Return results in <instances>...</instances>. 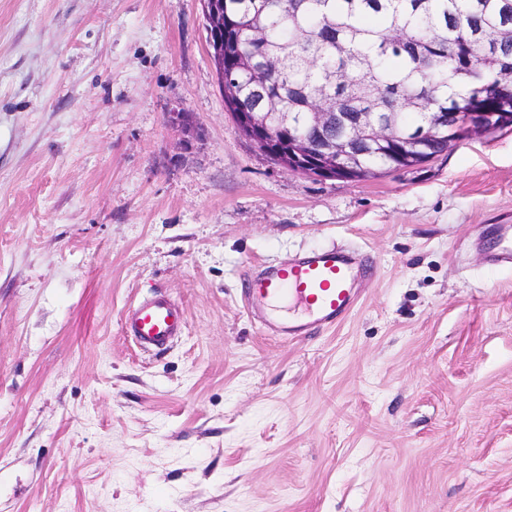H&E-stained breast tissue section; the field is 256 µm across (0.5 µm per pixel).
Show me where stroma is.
I'll return each mask as SVG.
<instances>
[{"label": "stroma", "instance_id": "35a3bbf8", "mask_svg": "<svg viewBox=\"0 0 512 512\" xmlns=\"http://www.w3.org/2000/svg\"><path fill=\"white\" fill-rule=\"evenodd\" d=\"M503 224L510 129L315 179L236 131L201 0H0V512H512ZM332 247L353 312L264 333L245 275ZM187 325L185 310L162 293L144 295L121 314L122 333L149 350H164L184 334Z\"/></svg>", "mask_w": 512, "mask_h": 512}]
</instances>
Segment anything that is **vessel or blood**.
I'll return each mask as SVG.
<instances>
[{
  "label": "vessel or blood",
  "mask_w": 512,
  "mask_h": 512,
  "mask_svg": "<svg viewBox=\"0 0 512 512\" xmlns=\"http://www.w3.org/2000/svg\"><path fill=\"white\" fill-rule=\"evenodd\" d=\"M374 276L371 264L334 247L267 267L246 277L243 286L249 312L259 315L269 330L296 340L313 329L333 327L344 320L354 306L359 282ZM284 302L293 309L285 320L275 314ZM187 325L184 309L162 293L144 295L121 314L123 334L149 350H164L184 334Z\"/></svg>",
  "instance_id": "obj_1"
}]
</instances>
